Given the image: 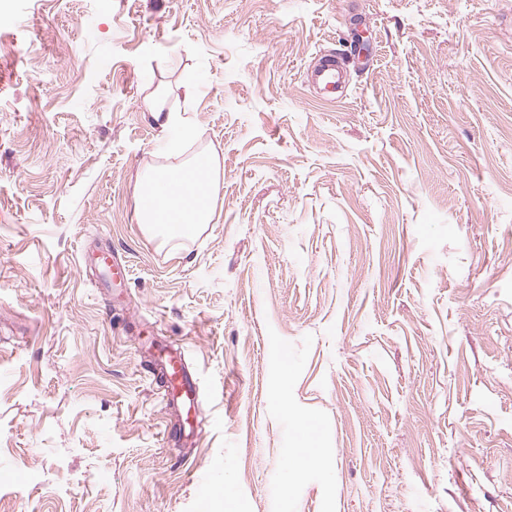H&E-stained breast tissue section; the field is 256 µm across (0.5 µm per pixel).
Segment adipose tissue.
I'll use <instances>...</instances> for the list:
<instances>
[{
  "label": "adipose tissue",
  "instance_id": "1",
  "mask_svg": "<svg viewBox=\"0 0 512 512\" xmlns=\"http://www.w3.org/2000/svg\"><path fill=\"white\" fill-rule=\"evenodd\" d=\"M219 188L216 157L186 163L173 170L142 174L137 220L157 235H176L210 223Z\"/></svg>",
  "mask_w": 512,
  "mask_h": 512
}]
</instances>
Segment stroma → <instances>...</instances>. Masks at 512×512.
I'll list each match as a JSON object with an SVG mask.
<instances>
[{
  "mask_svg": "<svg viewBox=\"0 0 512 512\" xmlns=\"http://www.w3.org/2000/svg\"><path fill=\"white\" fill-rule=\"evenodd\" d=\"M207 154L212 222L147 233ZM0 512H512V0H0ZM342 57L333 51H325L319 56L317 67L310 76L316 86H322L323 90L335 93L342 88ZM143 108L148 112H151V115L159 122L160 126L168 127L173 124H180L183 127L185 139H191L195 136L192 128L186 125L179 115L173 113L164 115V105L161 102L151 99L144 103ZM219 188V165L187 162L174 170L143 173L138 186L137 220L157 235H183L213 219ZM91 264L101 270L97 283L100 288H109L112 282L124 284L128 280L129 267L126 260L109 248L93 253ZM180 349L178 345H167L159 349L158 366L162 373L157 391L166 407L179 402L189 413L198 406L199 392Z\"/></svg>",
  "mask_w": 512,
  "mask_h": 512,
  "instance_id": "35a3bbf8",
  "label": "stroma"
}]
</instances>
